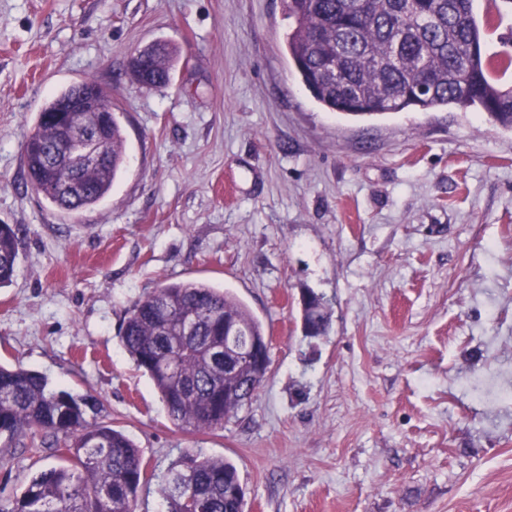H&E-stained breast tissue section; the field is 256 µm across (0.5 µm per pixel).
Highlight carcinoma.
<instances>
[{"label":"carcinoma","instance_id":"carcinoma-1","mask_svg":"<svg viewBox=\"0 0 512 512\" xmlns=\"http://www.w3.org/2000/svg\"><path fill=\"white\" fill-rule=\"evenodd\" d=\"M295 26L286 33L288 54L314 99L331 112L365 118L407 108L476 106L499 126L512 129V87L493 74L512 67V56L482 49L483 26L473 0H285ZM175 48L156 43L143 51L144 85L171 82ZM98 86L74 83L52 95L23 143L27 177L57 208L78 211L112 191L126 162L121 123L111 116L101 128L103 161L76 173L48 161L58 144L53 109L63 98ZM18 236L0 224V286L12 281ZM194 318L191 336L179 324ZM236 319L249 334L264 336L261 323L227 290L198 282H171L133 303L120 340L147 374L181 430L214 431L239 405L224 402V320ZM100 412L92 395L49 387L41 373L0 365V437L29 439V452L49 450L66 463L34 476L9 512H132L147 478L141 452L112 423L89 421ZM168 512H244L237 468L222 458L187 454L162 488Z\"/></svg>","mask_w":512,"mask_h":512}]
</instances>
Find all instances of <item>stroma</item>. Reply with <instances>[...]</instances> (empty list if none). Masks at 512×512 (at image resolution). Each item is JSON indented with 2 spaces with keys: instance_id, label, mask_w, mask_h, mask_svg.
Returning a JSON list of instances; mask_svg holds the SVG:
<instances>
[{
  "instance_id": "35a3bbf8",
  "label": "stroma",
  "mask_w": 512,
  "mask_h": 512,
  "mask_svg": "<svg viewBox=\"0 0 512 512\" xmlns=\"http://www.w3.org/2000/svg\"><path fill=\"white\" fill-rule=\"evenodd\" d=\"M487 55L512 7L475 0ZM284 0H0V364L90 393L151 479L186 454L233 462L245 512H512V131L476 109L354 118L302 85ZM165 40L171 83L128 60ZM95 79L126 165L70 214L27 182L22 142L47 99ZM233 293L271 339L268 374L223 430L170 421L120 341L157 286ZM323 296L325 335L302 329ZM0 438V512L58 465ZM18 236L9 224H0V286L12 281L18 258Z\"/></svg>"
}]
</instances>
